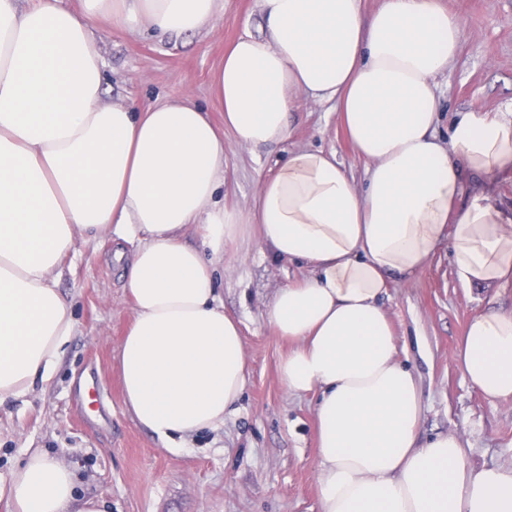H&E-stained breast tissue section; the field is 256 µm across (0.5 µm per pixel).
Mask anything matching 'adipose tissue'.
<instances>
[{"label":"adipose tissue","mask_w":512,"mask_h":512,"mask_svg":"<svg viewBox=\"0 0 512 512\" xmlns=\"http://www.w3.org/2000/svg\"><path fill=\"white\" fill-rule=\"evenodd\" d=\"M259 7L264 36L239 37L219 68V127L187 95L107 103L94 27L200 31L222 0H0V401L52 379L74 330L63 259L109 235L134 246L114 253L133 308L116 357L128 412L174 452L223 425L247 359L213 262L249 233L306 270L267 319L293 343L283 386L319 393L321 512H512V466H472L452 433L420 441L418 379L382 301L446 243L463 287L512 280V210L466 189L512 178V119L475 107L437 136V79L462 34L437 0H380L368 16L360 0ZM301 99L334 103L363 184L335 151L302 146L258 180L252 208L225 207V134L252 152L284 142ZM454 361L485 398H512V311L474 315ZM0 500L10 512H106L38 450Z\"/></svg>","instance_id":"1"}]
</instances>
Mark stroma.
<instances>
[{"label": "stroma", "instance_id": "stroma-1", "mask_svg": "<svg viewBox=\"0 0 512 512\" xmlns=\"http://www.w3.org/2000/svg\"><path fill=\"white\" fill-rule=\"evenodd\" d=\"M463 24L458 57L438 79L443 104L436 127L447 137L458 113L480 107L512 110V0H442ZM108 102H155L188 94L216 123L215 78L225 51L239 37L262 36L259 0H224L213 27L160 36L100 25ZM292 134L249 152L224 137L225 206L251 207L259 172L274 171L297 146L329 148L356 181L366 164L347 142L333 104L299 101ZM118 244L105 237L78 244L63 261L58 290L70 306L74 332L51 381L25 398L0 405V483L9 481L29 449H40L74 473L82 497L106 501L109 512H320L315 406L317 395L288 393L278 365L289 349L266 311L278 290L298 279V263L275 258L252 238L228 247L216 267L224 311L238 320L247 358L244 390L222 427L187 436L180 452L165 448L134 422L123 403L116 356L130 324L131 300ZM398 356L417 369L424 412L421 440L456 434L470 463L512 466V399L488 401L454 361L470 318L495 307L512 310V282L465 288L456 280L448 248L427 268L387 289ZM100 388L97 406L86 382Z\"/></svg>", "mask_w": 512, "mask_h": 512}]
</instances>
